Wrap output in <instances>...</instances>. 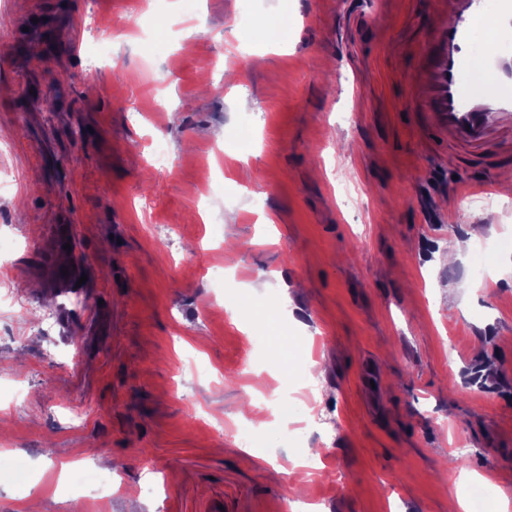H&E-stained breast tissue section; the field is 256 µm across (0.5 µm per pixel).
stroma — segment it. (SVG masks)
Returning <instances> with one entry per match:
<instances>
[{
  "mask_svg": "<svg viewBox=\"0 0 512 512\" xmlns=\"http://www.w3.org/2000/svg\"><path fill=\"white\" fill-rule=\"evenodd\" d=\"M447 12L0 0V512H448L464 470L480 512H512V129L478 148L439 129ZM476 180L492 190L461 209ZM474 224L481 245L439 262ZM317 363L334 430L288 429L298 399L240 416ZM311 448L331 476L298 469Z\"/></svg>",
  "mask_w": 512,
  "mask_h": 512,
  "instance_id": "1",
  "label": "stroma"
}]
</instances>
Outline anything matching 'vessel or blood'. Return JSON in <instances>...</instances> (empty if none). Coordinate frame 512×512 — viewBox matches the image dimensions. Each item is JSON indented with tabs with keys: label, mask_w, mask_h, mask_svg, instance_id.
<instances>
[{
	"label": "vessel or blood",
	"mask_w": 512,
	"mask_h": 512,
	"mask_svg": "<svg viewBox=\"0 0 512 512\" xmlns=\"http://www.w3.org/2000/svg\"><path fill=\"white\" fill-rule=\"evenodd\" d=\"M495 13L497 27L493 49H486L474 32L475 20ZM443 49L435 59L438 85L433 106L449 138L482 141L492 123L512 125V93H480L476 89V64L505 75L512 63V0H458L454 21L442 35Z\"/></svg>",
	"instance_id": "vessel-or-blood-1"
}]
</instances>
